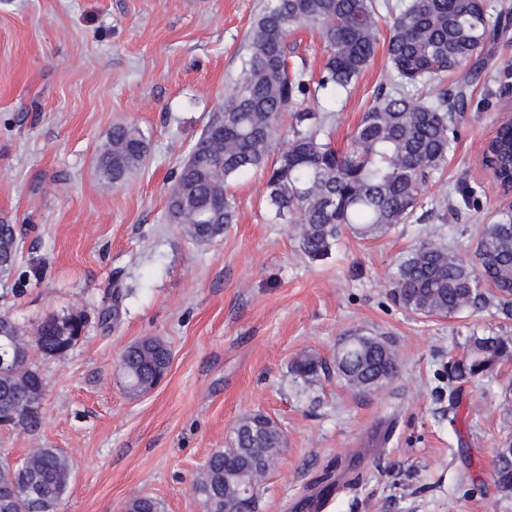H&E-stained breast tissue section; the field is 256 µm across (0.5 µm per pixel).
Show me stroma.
Wrapping results in <instances>:
<instances>
[{
    "mask_svg": "<svg viewBox=\"0 0 512 512\" xmlns=\"http://www.w3.org/2000/svg\"><path fill=\"white\" fill-rule=\"evenodd\" d=\"M265 4L0 0V220L20 239L15 271L0 281V315L31 333L75 307L90 317L67 356L32 352L44 379L38 422L0 425V457L68 456L58 512H125L144 494L163 512H206L195 480L238 421L260 413L285 446L258 489L259 512H290L331 465L339 483L328 512H512V492L494 477L498 443L512 433L500 409L512 360L466 387L453 422L443 375L467 336H512V317L491 306L425 318L388 295L405 254L427 240L468 254L485 212L506 203L478 156L512 73L490 70L474 86L455 151L426 185L452 219L427 212L368 243L345 233L328 259L311 262L290 225L274 221L255 174L231 187L235 224L196 244L166 221L171 176L219 112ZM387 76L380 50L340 94L327 126L335 147L347 146ZM119 123L150 135L151 154L107 187L95 157ZM463 186L477 190L481 210L464 205ZM116 290L118 315L100 323ZM356 327L400 352L398 375L371 393L336 370V349ZM148 336L166 341L172 362L157 388L133 396L120 360ZM303 354L326 365L315 380L292 369Z\"/></svg>",
    "mask_w": 512,
    "mask_h": 512,
    "instance_id": "1",
    "label": "stroma"
}]
</instances>
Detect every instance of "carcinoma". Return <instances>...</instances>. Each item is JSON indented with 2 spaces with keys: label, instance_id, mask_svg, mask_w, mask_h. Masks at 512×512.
I'll use <instances>...</instances> for the list:
<instances>
[{
  "label": "carcinoma",
  "instance_id": "obj_1",
  "mask_svg": "<svg viewBox=\"0 0 512 512\" xmlns=\"http://www.w3.org/2000/svg\"><path fill=\"white\" fill-rule=\"evenodd\" d=\"M390 16L386 55L393 76L361 116L348 147L334 148L324 134L334 116L301 108L311 94L309 77L288 63V37L299 27L319 35L327 61L318 87L338 96L357 82L374 60L380 20ZM512 12H490L485 0H267L246 39L239 77L223 109L205 126L174 171L166 219L191 240L213 242L235 222L237 203L230 184L266 174L267 203L278 217L296 225L298 247L312 261L331 255L341 229L362 241L409 224L427 205L424 187L455 150V110L479 80L491 41L508 29ZM453 76L433 96L420 88ZM287 117L294 137L275 159L271 141ZM489 143L494 182H512V127ZM151 140L135 124H115L97 167L106 184L119 185L139 170ZM18 233L0 224V280L9 279L18 260ZM390 296L403 310L423 317H451L494 305L512 316V204L495 209L462 257L448 247L424 242L399 263ZM512 357V336L466 338L463 353L448 358L449 411H456L465 386ZM21 356L18 369L28 383L41 373ZM170 363V349L142 355L123 352L120 366L129 385H153ZM400 367L396 348L365 328L350 331L336 350V369L352 388L372 392L390 383ZM322 363L298 357L294 372L311 381ZM24 392L0 381V422L31 425L35 415L21 409ZM284 435L262 414L241 418L230 447L214 452L195 481L206 512H257L258 495L243 497V485L259 481L266 458L279 454ZM497 485L512 490V437L497 450ZM71 463L55 448L43 449L39 472L18 470L0 484V512H57L70 489ZM127 512H162L154 497L140 495Z\"/></svg>",
  "mask_w": 512,
  "mask_h": 512
}]
</instances>
